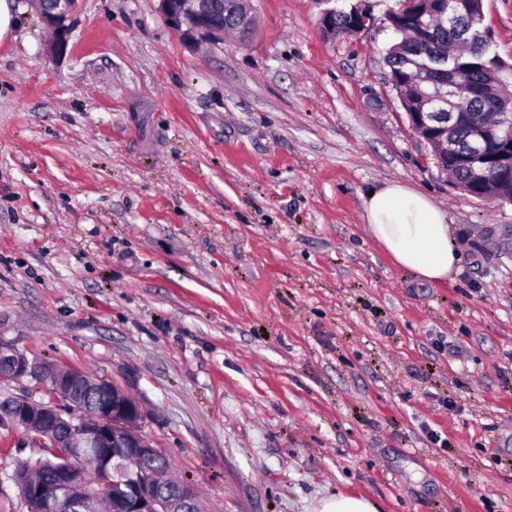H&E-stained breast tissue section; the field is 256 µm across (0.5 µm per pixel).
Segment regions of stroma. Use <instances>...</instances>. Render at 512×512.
<instances>
[{"mask_svg": "<svg viewBox=\"0 0 512 512\" xmlns=\"http://www.w3.org/2000/svg\"><path fill=\"white\" fill-rule=\"evenodd\" d=\"M351 0H252L249 45L186 46L158 0H79L67 52L27 0L0 42V342L124 386L205 512H512V203L422 163ZM512 63V0H484ZM399 181L462 257L420 285L371 239ZM437 432L441 444L427 433ZM0 429V512L32 451ZM350 7L352 8V5ZM351 8L349 9L348 17L344 10L330 9L323 12L319 19L323 32L329 37L336 38L350 35L348 29H350L352 34H355L367 30L374 25V18L370 12L359 7ZM317 512H378L367 498L338 494L321 501Z\"/></svg>", "mask_w": 512, "mask_h": 512, "instance_id": "35a3bbf8", "label": "stroma"}]
</instances>
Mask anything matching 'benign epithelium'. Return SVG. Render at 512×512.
I'll use <instances>...</instances> for the list:
<instances>
[{"mask_svg":"<svg viewBox=\"0 0 512 512\" xmlns=\"http://www.w3.org/2000/svg\"><path fill=\"white\" fill-rule=\"evenodd\" d=\"M465 0H434L433 11L441 16L463 10ZM44 26L53 33L46 45L51 56L66 54L68 21L78 0H31ZM158 9L171 30L185 43L217 47L224 43V13L228 12L241 31V44L251 42L249 30L256 14L250 0H158ZM349 29L355 34L374 25L368 11L355 7L348 12ZM496 123L469 127L470 146L459 149L453 136L459 117L433 112L407 113L409 124L419 136L442 130L447 149L435 160L439 172L465 168L471 183L483 187L493 180L512 186V109L492 106ZM0 382L29 380L44 393L36 400L29 393L8 397L0 409V428L17 427L36 431L33 448H68V454L92 465L96 487H88L82 472L70 465L57 471V481H38L27 486V495L47 512H73L90 498L103 505V512H200L195 488L174 474L165 481L144 477L142 465L161 455L153 440L138 429L144 414L139 403L106 378L89 379L77 367L29 358L25 353L0 344Z\"/></svg>","mask_w":512,"mask_h":512,"instance_id":"benign-epithelium-1","label":"benign epithelium"}]
</instances>
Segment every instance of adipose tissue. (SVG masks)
I'll return each mask as SVG.
<instances>
[{"mask_svg":"<svg viewBox=\"0 0 512 512\" xmlns=\"http://www.w3.org/2000/svg\"><path fill=\"white\" fill-rule=\"evenodd\" d=\"M370 236L394 263L421 282H447L461 262L445 213L426 195L391 182L364 201Z\"/></svg>","mask_w":512,"mask_h":512,"instance_id":"adipose-tissue-1","label":"adipose tissue"}]
</instances>
